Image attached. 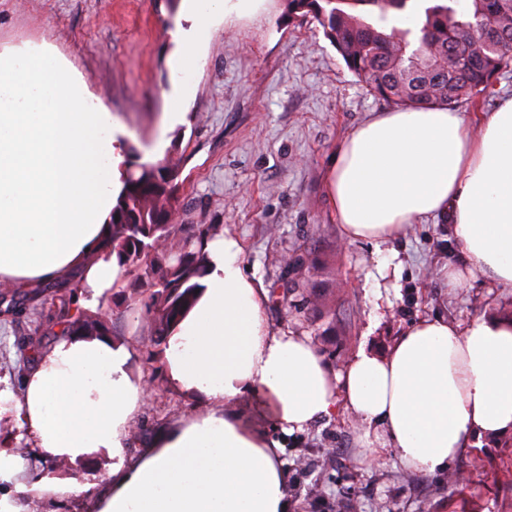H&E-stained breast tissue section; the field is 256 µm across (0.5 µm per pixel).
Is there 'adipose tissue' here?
<instances>
[{"instance_id":"obj_1","label":"adipose tissue","mask_w":512,"mask_h":512,"mask_svg":"<svg viewBox=\"0 0 512 512\" xmlns=\"http://www.w3.org/2000/svg\"><path fill=\"white\" fill-rule=\"evenodd\" d=\"M190 2L168 97L173 122L214 18L251 12L258 0ZM117 130L52 54L0 56V283L26 288L76 270L91 297L119 285L105 251L127 154ZM327 193L348 239L386 242L441 218L472 271L512 288V99L477 135L444 107L368 119L338 146ZM205 251L198 299L170 329L163 358L170 387L207 409L159 432L137 460L124 450L151 392L131 374L129 343L60 334L21 390L0 395V416L20 412L33 450L67 466L111 453L95 512H289L276 441L243 427L233 409L245 394L285 435L340 408L354 413L420 474L446 470L472 439L512 434V325L491 315L463 330L422 319L386 352L359 349L337 372L310 338L270 330L268 294L248 276L237 236L209 239ZM22 470L20 456L0 450V478L16 492L0 498V512L84 491L64 470L32 483L20 481Z\"/></svg>"}]
</instances>
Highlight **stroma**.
Listing matches in <instances>:
<instances>
[{
  "label": "stroma",
  "instance_id": "obj_1",
  "mask_svg": "<svg viewBox=\"0 0 512 512\" xmlns=\"http://www.w3.org/2000/svg\"><path fill=\"white\" fill-rule=\"evenodd\" d=\"M183 0H0V53L47 50L82 80L92 104L118 119L142 159L179 165L180 224H221L242 242L246 270L267 290L301 278L293 309L267 303L273 332L309 337L338 370L362 348L386 351L413 323L441 318L467 326L483 315L512 322V288L480 276L451 288L439 268L463 270L451 224L430 219L394 240L347 239L326 194L337 146L391 104L370 94L314 22L288 15L286 0H262L256 13L217 19L199 52L184 124L163 117L174 82ZM0 304V389L16 390L31 367L20 341L51 342L32 315L43 296ZM112 335L132 342L134 375L155 395L134 422L128 458L155 431L203 411L173 390L161 362L147 358V329L135 310L110 313ZM246 428L281 442L290 512H512V436L466 448L447 472L419 475L391 455L370 458L363 426L347 411L284 436L251 395L235 406ZM112 466L101 458L72 474L80 497L42 502L39 512H91Z\"/></svg>",
  "mask_w": 512,
  "mask_h": 512
}]
</instances>
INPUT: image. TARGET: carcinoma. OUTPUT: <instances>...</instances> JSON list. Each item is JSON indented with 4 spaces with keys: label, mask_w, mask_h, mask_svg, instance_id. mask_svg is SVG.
Masks as SVG:
<instances>
[{
    "label": "carcinoma",
    "mask_w": 512,
    "mask_h": 512,
    "mask_svg": "<svg viewBox=\"0 0 512 512\" xmlns=\"http://www.w3.org/2000/svg\"><path fill=\"white\" fill-rule=\"evenodd\" d=\"M288 16L316 22L348 69L373 96L404 108L476 103L512 69V0H287ZM124 191L112 208L110 253L127 278L114 309L141 310L148 359L190 306L207 256L204 242L223 228L191 231L171 222L179 170L142 162L135 146ZM81 288L52 299L39 317L59 331L110 333L109 321L78 305Z\"/></svg>",
    "instance_id": "1"
}]
</instances>
